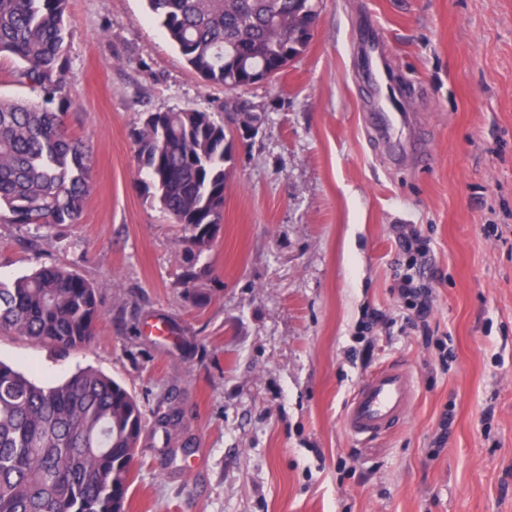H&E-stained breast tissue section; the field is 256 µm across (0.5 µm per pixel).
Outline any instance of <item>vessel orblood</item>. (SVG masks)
Instances as JSON below:
<instances>
[{
	"label": "vessel or blood",
	"instance_id": "vessel-or-blood-1",
	"mask_svg": "<svg viewBox=\"0 0 512 512\" xmlns=\"http://www.w3.org/2000/svg\"><path fill=\"white\" fill-rule=\"evenodd\" d=\"M408 118L397 101L388 102L370 116L374 128L383 135L406 125ZM413 399L408 369L395 363L385 365L357 388L345 413V427L359 439L384 435L404 421Z\"/></svg>",
	"mask_w": 512,
	"mask_h": 512
}]
</instances>
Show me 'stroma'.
Wrapping results in <instances>:
<instances>
[{"instance_id": "1", "label": "stroma", "mask_w": 512, "mask_h": 512, "mask_svg": "<svg viewBox=\"0 0 512 512\" xmlns=\"http://www.w3.org/2000/svg\"><path fill=\"white\" fill-rule=\"evenodd\" d=\"M69 24L65 128L92 150L90 192L39 251L0 222V278L67 266L104 318L65 356L0 335V361L39 383L92 367L138 398L127 512H512V0H321L307 49L242 91L238 115L147 0H70ZM371 37L413 91L414 123L389 137L368 121ZM188 107L232 132L202 305L181 282L186 232L134 144L146 113ZM399 225L431 243L424 333L396 291ZM393 360L412 408L356 439L348 403ZM171 408L178 425L155 431Z\"/></svg>"}]
</instances>
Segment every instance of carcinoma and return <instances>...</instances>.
<instances>
[{"mask_svg": "<svg viewBox=\"0 0 512 512\" xmlns=\"http://www.w3.org/2000/svg\"><path fill=\"white\" fill-rule=\"evenodd\" d=\"M168 39L203 81L229 91L249 71L274 78L309 45L317 0H148ZM68 0H0V57L42 96L0 99V221L49 233L78 223L88 192V145L68 135ZM58 103V111L48 105ZM231 131L186 108L145 116L135 138L159 207L190 231L185 251L208 250L224 221ZM187 262L183 284L198 305L209 294ZM103 310L93 285L58 265L0 280V333L64 353L89 344ZM138 399L93 369L39 384L0 361V512H126L144 432Z\"/></svg>", "mask_w": 512, "mask_h": 512, "instance_id": "1", "label": "carcinoma"}]
</instances>
